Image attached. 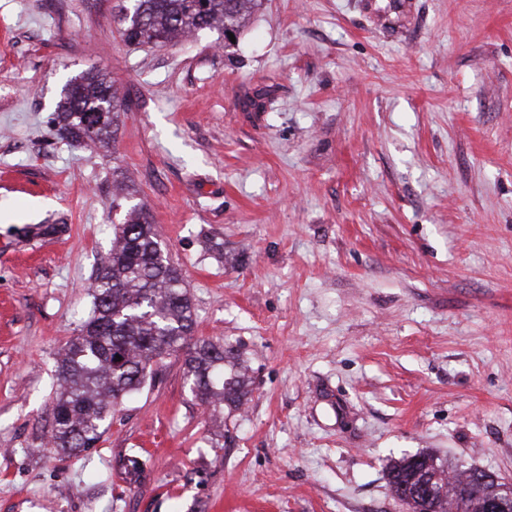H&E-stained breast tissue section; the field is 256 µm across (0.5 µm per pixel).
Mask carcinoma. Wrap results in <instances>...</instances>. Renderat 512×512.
<instances>
[{"instance_id": "cac0c4a2", "label": "carcinoma", "mask_w": 512, "mask_h": 512, "mask_svg": "<svg viewBox=\"0 0 512 512\" xmlns=\"http://www.w3.org/2000/svg\"><path fill=\"white\" fill-rule=\"evenodd\" d=\"M257 0H118L112 13L122 40L130 45H163L206 29L236 33ZM129 108L106 74L87 70L66 84L56 104L54 126L60 138L76 144L107 145L120 113ZM106 122L94 128L101 114ZM111 208L120 210L112 228V246L93 270L88 292L91 315L57 360L50 444L71 456L93 448L112 409L157 375V361L182 358L183 376L200 404L213 415L238 407L250 392L251 378L240 358L221 342L194 338L195 318L182 269L172 262L153 216L121 167L112 168ZM404 457L388 476L406 505L440 506V512H482L497 485L473 486L467 496L448 497L443 469L419 456L413 466ZM131 482L143 463L136 455L120 459ZM434 477L429 494L415 491V470Z\"/></svg>"}]
</instances>
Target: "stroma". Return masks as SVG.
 <instances>
[{
  "label": "stroma",
  "mask_w": 512,
  "mask_h": 512,
  "mask_svg": "<svg viewBox=\"0 0 512 512\" xmlns=\"http://www.w3.org/2000/svg\"><path fill=\"white\" fill-rule=\"evenodd\" d=\"M114 2L0 0V512H408L388 468L423 454L512 485V0H258L153 47ZM90 68L131 101L110 148L51 124ZM116 164L251 392L215 423L168 358L64 458Z\"/></svg>",
  "instance_id": "35a3bbf8"
}]
</instances>
